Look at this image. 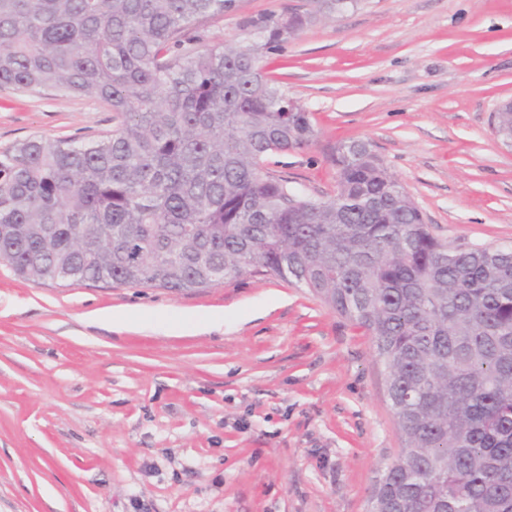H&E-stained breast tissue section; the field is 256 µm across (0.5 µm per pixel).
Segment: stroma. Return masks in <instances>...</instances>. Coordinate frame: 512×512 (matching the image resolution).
<instances>
[{
	"label": "stroma",
	"mask_w": 512,
	"mask_h": 512,
	"mask_svg": "<svg viewBox=\"0 0 512 512\" xmlns=\"http://www.w3.org/2000/svg\"><path fill=\"white\" fill-rule=\"evenodd\" d=\"M307 0H234L202 45ZM262 66L309 112L268 170L336 191V144L370 141L452 247L512 243V0H360ZM110 106L0 89V153L90 140ZM401 446L369 336L287 281L171 292L18 277L0 261V512H366Z\"/></svg>",
	"instance_id": "1"
}]
</instances>
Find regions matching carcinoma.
Returning a JSON list of instances; mask_svg holds the SVG:
<instances>
[{"label": "carcinoma", "instance_id": "1", "mask_svg": "<svg viewBox=\"0 0 512 512\" xmlns=\"http://www.w3.org/2000/svg\"><path fill=\"white\" fill-rule=\"evenodd\" d=\"M233 0H0V88L112 108L89 141L0 154V260L34 281L208 288L250 272L307 289L371 336L401 438L368 512H512V245L456 250L367 140L333 153L336 193L265 171L313 144L262 59L358 0H309L196 47ZM512 138V112L492 116Z\"/></svg>", "mask_w": 512, "mask_h": 512}]
</instances>
